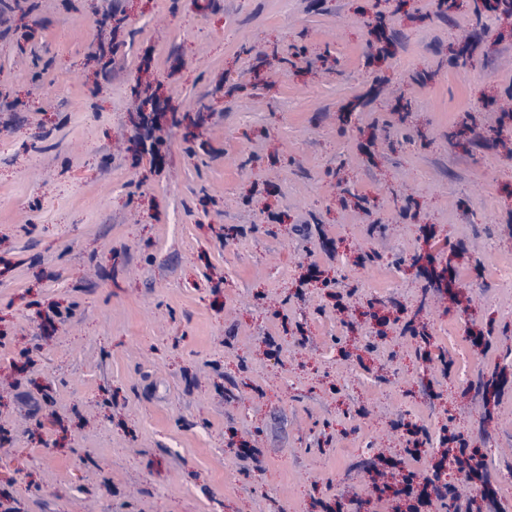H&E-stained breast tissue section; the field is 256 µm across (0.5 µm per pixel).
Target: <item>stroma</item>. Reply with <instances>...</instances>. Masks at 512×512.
I'll list each match as a JSON object with an SVG mask.
<instances>
[{
	"instance_id": "35a3bbf8",
	"label": "stroma",
	"mask_w": 512,
	"mask_h": 512,
	"mask_svg": "<svg viewBox=\"0 0 512 512\" xmlns=\"http://www.w3.org/2000/svg\"><path fill=\"white\" fill-rule=\"evenodd\" d=\"M476 7L0 0V512H394L414 426L512 512V25Z\"/></svg>"
}]
</instances>
